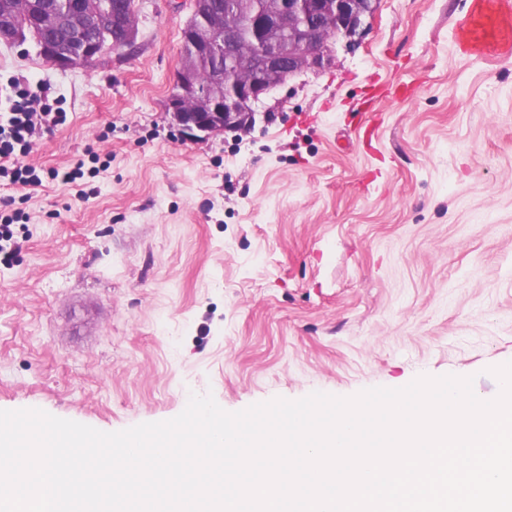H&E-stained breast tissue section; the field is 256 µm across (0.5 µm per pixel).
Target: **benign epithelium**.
<instances>
[{
    "label": "benign epithelium",
    "mask_w": 512,
    "mask_h": 512,
    "mask_svg": "<svg viewBox=\"0 0 512 512\" xmlns=\"http://www.w3.org/2000/svg\"><path fill=\"white\" fill-rule=\"evenodd\" d=\"M198 0H189L191 15L181 36L195 54H185L166 102L172 121L186 135L243 132L255 124L254 106L274 87L305 70L320 71L332 62L329 35L353 37L366 25L379 0H224V15L211 19L198 13ZM26 8L33 27L44 30L63 24L85 37L64 45L35 37L40 57L51 67L66 70L96 62L105 48L99 32L113 22L124 29L118 53L130 51L137 26L116 15L112 0H0V41L21 45L28 33L16 23L18 9ZM254 40L255 52L231 53L242 30ZM225 56L228 67L247 73L238 80L219 76L209 86L197 78V57Z\"/></svg>",
    "instance_id": "obj_1"
}]
</instances>
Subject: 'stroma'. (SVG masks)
<instances>
[{
	"label": "stroma",
	"instance_id": "obj_1",
	"mask_svg": "<svg viewBox=\"0 0 512 512\" xmlns=\"http://www.w3.org/2000/svg\"><path fill=\"white\" fill-rule=\"evenodd\" d=\"M133 54L59 70L0 42L67 113L23 161L78 186L16 187L0 264V410L103 432L512 362V56L467 57L473 0H380L357 45L205 141L165 110L187 0H135ZM12 202L13 201H11V199H2L0 201V255H3L5 262L20 248L19 243L14 239V233L11 229V226L14 223V218H4L2 215V208L10 206Z\"/></svg>",
	"mask_w": 512,
	"mask_h": 512
}]
</instances>
